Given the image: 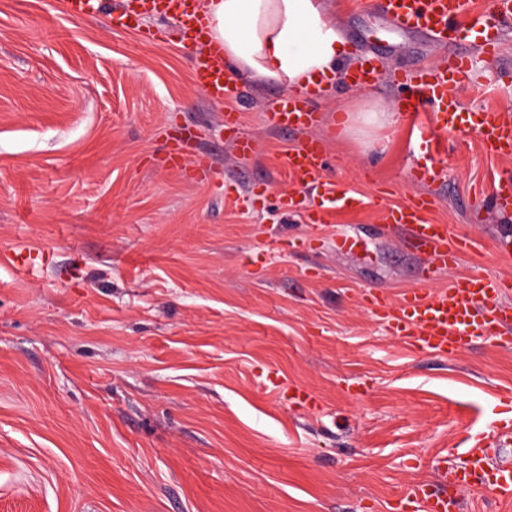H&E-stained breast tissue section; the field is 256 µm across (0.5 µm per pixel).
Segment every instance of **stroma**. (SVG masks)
<instances>
[{
	"mask_svg": "<svg viewBox=\"0 0 512 512\" xmlns=\"http://www.w3.org/2000/svg\"><path fill=\"white\" fill-rule=\"evenodd\" d=\"M128 5L75 18L64 0H0V512H394L407 485L440 482L435 457L512 419V351L484 341L443 358L389 335L362 293L418 287L405 231L375 206L343 212L315 250L273 196L253 203L257 185L289 186L298 137L266 122L287 85L211 102L192 83L197 44L172 20L125 18ZM326 6L348 64L370 49L382 78L338 81L313 135L334 180L400 203L409 126L362 137L341 123L355 102L398 104L396 74L441 50L393 29L378 0ZM501 38L498 60L474 55L465 109H512V25ZM227 111L250 156L225 142ZM179 128L211 157L207 178L161 164ZM370 139L385 143L373 163ZM500 165L452 134L425 187L436 222L484 240L457 274L512 275V216L473 196ZM339 231L353 252L333 250ZM221 130L225 131L226 138L230 140L238 154L250 155L255 146L254 139L242 129L239 115L235 112H225L221 120Z\"/></svg>",
	"mask_w": 512,
	"mask_h": 512,
	"instance_id": "35a3bbf8",
	"label": "stroma"
}]
</instances>
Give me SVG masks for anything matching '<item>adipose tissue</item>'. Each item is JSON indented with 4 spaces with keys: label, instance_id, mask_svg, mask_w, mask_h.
Here are the masks:
<instances>
[{
    "label": "adipose tissue",
    "instance_id": "adipose-tissue-1",
    "mask_svg": "<svg viewBox=\"0 0 512 512\" xmlns=\"http://www.w3.org/2000/svg\"><path fill=\"white\" fill-rule=\"evenodd\" d=\"M232 80L305 88L340 77L345 40L324 0H209Z\"/></svg>",
    "mask_w": 512,
    "mask_h": 512
}]
</instances>
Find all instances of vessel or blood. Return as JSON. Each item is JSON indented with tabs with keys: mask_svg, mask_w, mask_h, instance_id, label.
<instances>
[{
	"mask_svg": "<svg viewBox=\"0 0 512 512\" xmlns=\"http://www.w3.org/2000/svg\"><path fill=\"white\" fill-rule=\"evenodd\" d=\"M493 5V13L472 14L467 0H380L383 14L397 29L442 44L450 43L454 33L465 30L474 33L481 55L490 60L497 59L501 52L500 23L512 19V0H493ZM156 10L174 15L186 34L203 41L192 69L196 87L217 102L237 95V87L227 77L224 48L209 38L210 18L200 0H159ZM471 72L470 56L452 52L440 63L419 67L399 78V86L406 91L400 106L413 135L412 161L407 168L412 182L427 184L435 178L452 132L475 134L495 158L512 157V116L490 108L464 112L459 107L457 93L470 84ZM323 120V113L312 107L310 96L294 92L283 94L267 114L271 127L305 135L288 155L293 187L279 192L278 203L284 212L300 214L306 224L315 228L324 227L330 214L363 210L373 203L372 197L330 179L326 146L311 135ZM221 128L238 154L247 156L253 152L255 142L243 131L237 113H225ZM162 163L170 169L188 167L195 172L209 167L208 158L189 154L187 142L179 137L170 141ZM479 196L493 210L511 211L512 170L492 172ZM435 206L434 197L418 193L384 209L386 223L405 228L407 245L425 257L421 285L395 298L367 291L362 295L363 302L393 336L420 353L447 357L479 340L511 350V276H459L444 288L425 290V283L452 272L464 255L483 248L479 237L456 236L447 225L435 223L431 218ZM511 442L512 421L501 422L492 435L474 439L458 463L441 466L440 471L457 488L488 490L497 502L512 505V463H496L491 456L495 447ZM397 506L400 512H451L447 496L420 484L399 493Z\"/></svg>",
	"mask_w": 512,
	"mask_h": 512,
	"instance_id": "b4317fda",
	"label": "vessel or blood"
}]
</instances>
